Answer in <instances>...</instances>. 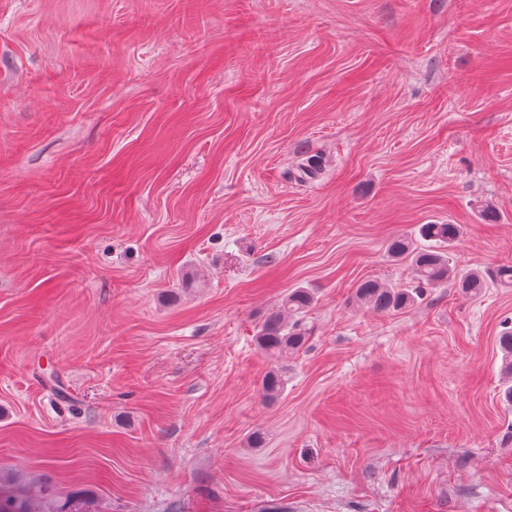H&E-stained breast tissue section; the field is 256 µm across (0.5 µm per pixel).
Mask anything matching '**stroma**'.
Masks as SVG:
<instances>
[{
    "mask_svg": "<svg viewBox=\"0 0 512 512\" xmlns=\"http://www.w3.org/2000/svg\"><path fill=\"white\" fill-rule=\"evenodd\" d=\"M448 223L459 271L512 264V0H0V488L512 512V288L351 304ZM295 288L313 334L267 403L254 334Z\"/></svg>",
    "mask_w": 512,
    "mask_h": 512,
    "instance_id": "35a3bbf8",
    "label": "stroma"
}]
</instances>
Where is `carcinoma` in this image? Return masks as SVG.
<instances>
[{
    "mask_svg": "<svg viewBox=\"0 0 512 512\" xmlns=\"http://www.w3.org/2000/svg\"><path fill=\"white\" fill-rule=\"evenodd\" d=\"M462 233L459 224H421L418 238L397 236L391 239L388 251L392 257L408 262L411 281L401 285L363 279L354 288L353 301L363 309L388 315L413 307L422 299L426 289L450 277L455 280L461 292L469 296H478L494 284L512 287V265H500L465 274L455 272L450 248ZM313 303L314 294L309 289L295 288L265 316L256 329L255 341L266 356L278 359L287 352L301 350L307 344L310 332L302 322V317ZM498 348L502 353L503 375L511 382L503 392V400L512 405V328L498 336ZM286 384L283 372L275 366L270 368L261 380L263 400H277Z\"/></svg>",
    "mask_w": 512,
    "mask_h": 512,
    "instance_id": "1",
    "label": "carcinoma"
}]
</instances>
